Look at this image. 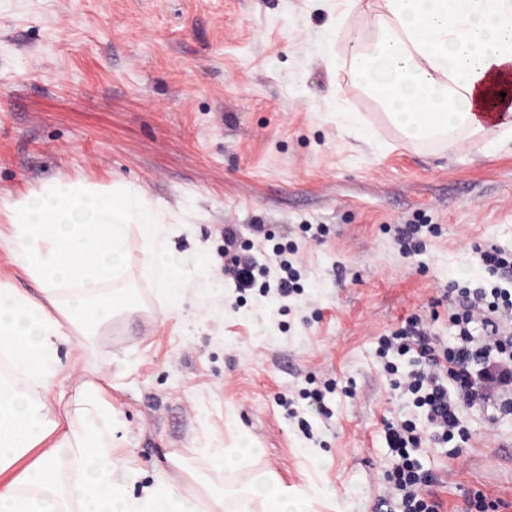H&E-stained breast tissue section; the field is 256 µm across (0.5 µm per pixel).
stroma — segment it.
Returning a JSON list of instances; mask_svg holds the SVG:
<instances>
[{
    "mask_svg": "<svg viewBox=\"0 0 512 512\" xmlns=\"http://www.w3.org/2000/svg\"><path fill=\"white\" fill-rule=\"evenodd\" d=\"M378 15L377 0H0V199L56 177L135 183L187 217L173 250L205 252L223 290L191 289L169 310L131 241L136 312L85 351L60 347L68 369L49 404L65 419L82 384L97 385L137 485L162 489L203 465L221 496L269 471L320 495V512H376L385 423L419 414L384 373L378 338L416 316L449 339L446 291L478 278L474 246L512 250V141L484 151L499 127L405 142L335 69ZM258 224L298 247L304 293L287 306L224 282L225 226L243 245ZM304 224L328 232L314 241ZM399 224L439 232L409 259ZM329 380L326 418L301 393ZM462 418L466 443L419 458L433 494L444 512H470L479 493L512 512V413L489 403ZM243 443L258 455L225 469V449Z\"/></svg>",
    "mask_w": 512,
    "mask_h": 512,
    "instance_id": "35a3bbf8",
    "label": "stroma"
}]
</instances>
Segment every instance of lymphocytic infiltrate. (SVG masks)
Returning <instances> with one entry per match:
<instances>
[{"mask_svg":"<svg viewBox=\"0 0 512 512\" xmlns=\"http://www.w3.org/2000/svg\"><path fill=\"white\" fill-rule=\"evenodd\" d=\"M295 252L292 245L275 246L274 261L261 267L249 258L231 256L224 261V279L240 293L255 289L282 299L301 294ZM476 255L487 278L452 285L450 340L434 339L416 317L397 333L378 339L376 353L387 374L396 372L389 354L412 357L413 368L399 386L425 414L424 420L403 419L385 429L392 466L384 478L402 512H441L440 501L430 493L437 477L417 458L426 441L446 446L465 441L464 407L497 398L502 409L512 411V251L480 248Z\"/></svg>","mask_w":512,"mask_h":512,"instance_id":"1","label":"lymphocytic infiltrate"}]
</instances>
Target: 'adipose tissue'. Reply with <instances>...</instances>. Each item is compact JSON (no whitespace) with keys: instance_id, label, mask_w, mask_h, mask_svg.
<instances>
[{"instance_id":"adipose-tissue-1","label":"adipose tissue","mask_w":512,"mask_h":512,"mask_svg":"<svg viewBox=\"0 0 512 512\" xmlns=\"http://www.w3.org/2000/svg\"><path fill=\"white\" fill-rule=\"evenodd\" d=\"M372 35L353 34L343 66L352 85L381 101L410 143L484 127L486 112H512V0H380ZM9 242L32 296L0 280V349L27 387L0 380V512H197L181 488L129 491L136 472L116 461L122 421L87 388L76 419L56 420L44 396L63 369L70 335L95 336L131 300L127 243L140 241L143 271L179 309L188 272L207 275L203 254L174 253L176 219L134 183L57 178L12 198ZM235 512H314L315 496L256 473Z\"/></svg>"}]
</instances>
